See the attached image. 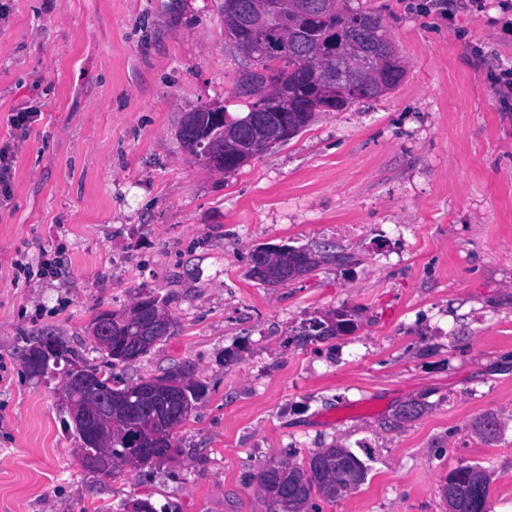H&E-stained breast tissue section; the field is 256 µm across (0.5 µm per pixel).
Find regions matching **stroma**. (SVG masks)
<instances>
[{
    "label": "stroma",
    "instance_id": "stroma-1",
    "mask_svg": "<svg viewBox=\"0 0 512 512\" xmlns=\"http://www.w3.org/2000/svg\"><path fill=\"white\" fill-rule=\"evenodd\" d=\"M222 3L0 0V141L12 112L40 115L0 207V512H266L260 468L333 445L369 471L322 512H448V473L473 464L488 512H512V96L495 82L512 0H350L380 15L400 83L231 174L178 136L200 106L239 109ZM260 245L324 260L261 285ZM45 251L54 275L16 267ZM146 296L170 336L111 365L90 322ZM342 309L354 332L307 335ZM46 335L119 386L190 364L207 393L178 454L107 481L82 468L61 376L22 363ZM485 415L495 439L474 428Z\"/></svg>",
    "mask_w": 512,
    "mask_h": 512
}]
</instances>
